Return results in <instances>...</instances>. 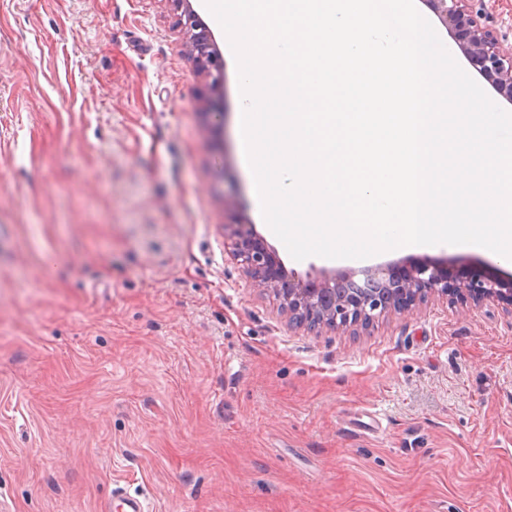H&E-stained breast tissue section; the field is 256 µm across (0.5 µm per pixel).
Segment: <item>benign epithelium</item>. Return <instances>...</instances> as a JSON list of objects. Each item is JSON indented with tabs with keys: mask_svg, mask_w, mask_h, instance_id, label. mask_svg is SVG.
I'll return each instance as SVG.
<instances>
[{
	"mask_svg": "<svg viewBox=\"0 0 512 512\" xmlns=\"http://www.w3.org/2000/svg\"><path fill=\"white\" fill-rule=\"evenodd\" d=\"M180 10L179 27L195 68L208 80L210 89L224 88V60L212 33L191 0H171ZM463 51L469 65L488 80L495 91L512 104V49L503 48L495 16L469 8V0H426ZM232 256L241 262L254 285L275 293L297 325L310 321L299 313L320 311L322 326L345 329L369 326L394 311H409L430 295L470 299L476 303L496 299L512 307V287L493 279L453 278L448 269L420 258H402L362 272L363 281L352 273H333L303 280L288 271L278 253L244 220L230 230Z\"/></svg>",
	"mask_w": 512,
	"mask_h": 512,
	"instance_id": "1",
	"label": "benign epithelium"
}]
</instances>
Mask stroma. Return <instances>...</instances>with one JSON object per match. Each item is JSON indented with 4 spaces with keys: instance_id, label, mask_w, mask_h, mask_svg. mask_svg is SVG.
Wrapping results in <instances>:
<instances>
[{
    "instance_id": "35a3bbf8",
    "label": "stroma",
    "mask_w": 512,
    "mask_h": 512,
    "mask_svg": "<svg viewBox=\"0 0 512 512\" xmlns=\"http://www.w3.org/2000/svg\"><path fill=\"white\" fill-rule=\"evenodd\" d=\"M225 76L212 124L170 0H0V512H512L505 304L293 324L231 255L267 225Z\"/></svg>"
}]
</instances>
